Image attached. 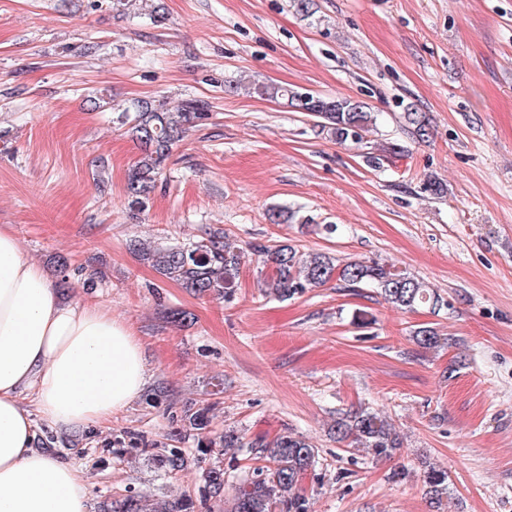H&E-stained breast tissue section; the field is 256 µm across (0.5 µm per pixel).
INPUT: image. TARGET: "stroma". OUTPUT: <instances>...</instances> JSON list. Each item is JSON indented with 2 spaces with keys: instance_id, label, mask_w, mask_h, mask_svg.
<instances>
[{
  "instance_id": "obj_1",
  "label": "stroma",
  "mask_w": 512,
  "mask_h": 512,
  "mask_svg": "<svg viewBox=\"0 0 512 512\" xmlns=\"http://www.w3.org/2000/svg\"><path fill=\"white\" fill-rule=\"evenodd\" d=\"M161 5L153 22L117 15L112 0H0V228L67 299L129 323L149 371L110 423L40 431L39 448L83 470L94 510L132 490L226 512L255 461L241 456L223 498L203 500L184 412L212 403L213 434L311 438V512H430L424 459L448 471L445 512H512V0H313L309 16L297 0ZM241 80L361 101L377 125L342 145L282 99L233 91ZM190 98L208 102L209 119L131 214L140 151L113 114ZM410 106L430 119L426 141L399 122ZM276 206L297 218L272 223ZM218 228L244 248L392 266L448 306L405 312L333 283L281 302L254 261L227 302L162 279L131 248ZM172 309L194 322L172 323ZM426 325L448 345H416ZM361 406L395 424L400 455L371 463L329 436L337 412ZM174 447L187 459L177 475L145 463Z\"/></svg>"
}]
</instances>
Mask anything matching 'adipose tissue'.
<instances>
[{"label": "adipose tissue", "instance_id": "adipose-tissue-1", "mask_svg": "<svg viewBox=\"0 0 512 512\" xmlns=\"http://www.w3.org/2000/svg\"><path fill=\"white\" fill-rule=\"evenodd\" d=\"M147 382L132 329L63 300L0 229V512H89L83 471L36 448L34 423L69 433L111 420Z\"/></svg>", "mask_w": 512, "mask_h": 512}]
</instances>
